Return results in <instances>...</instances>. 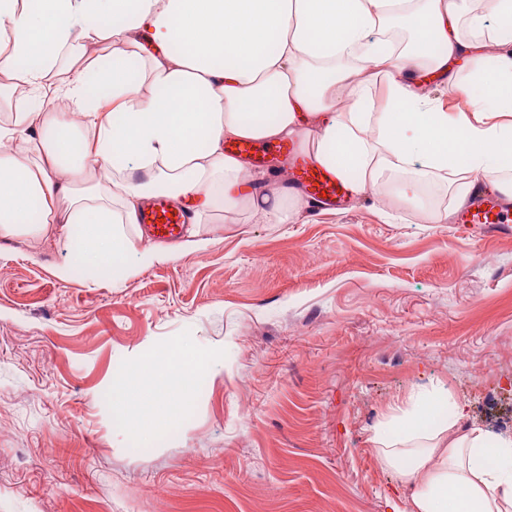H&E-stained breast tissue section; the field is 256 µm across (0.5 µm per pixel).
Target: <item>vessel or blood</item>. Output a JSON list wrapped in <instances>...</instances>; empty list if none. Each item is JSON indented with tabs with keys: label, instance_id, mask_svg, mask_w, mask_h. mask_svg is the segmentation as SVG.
Listing matches in <instances>:
<instances>
[{
	"label": "vessel or blood",
	"instance_id": "1",
	"mask_svg": "<svg viewBox=\"0 0 512 512\" xmlns=\"http://www.w3.org/2000/svg\"><path fill=\"white\" fill-rule=\"evenodd\" d=\"M228 152L244 154L258 164H266L279 158H293L295 174L292 189L314 200L336 201L350 193L348 182L318 165L313 159L296 155L293 146L278 144L260 146L249 141L229 144ZM192 213L167 197L160 196L143 210L140 224L146 235L156 242H169L176 239L184 226L189 223ZM462 224H508L512 222V209L495 195L488 194L476 199L463 209L458 218Z\"/></svg>",
	"mask_w": 512,
	"mask_h": 512
}]
</instances>
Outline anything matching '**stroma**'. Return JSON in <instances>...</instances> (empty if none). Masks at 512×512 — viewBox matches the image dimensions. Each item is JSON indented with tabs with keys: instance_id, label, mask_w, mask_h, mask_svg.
<instances>
[{
	"instance_id": "35a3bbf8",
	"label": "stroma",
	"mask_w": 512,
	"mask_h": 512,
	"mask_svg": "<svg viewBox=\"0 0 512 512\" xmlns=\"http://www.w3.org/2000/svg\"><path fill=\"white\" fill-rule=\"evenodd\" d=\"M121 283L63 246L0 241V512H405L369 438L439 386L512 436V223L385 216L374 196L287 224L244 215ZM201 363L141 436L106 391Z\"/></svg>"
}]
</instances>
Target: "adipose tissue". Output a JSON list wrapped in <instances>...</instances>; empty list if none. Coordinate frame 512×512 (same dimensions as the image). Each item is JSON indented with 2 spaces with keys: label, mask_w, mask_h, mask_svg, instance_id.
I'll return each mask as SVG.
<instances>
[{
  "label": "adipose tissue",
  "mask_w": 512,
  "mask_h": 512,
  "mask_svg": "<svg viewBox=\"0 0 512 512\" xmlns=\"http://www.w3.org/2000/svg\"><path fill=\"white\" fill-rule=\"evenodd\" d=\"M512 0H0V241L61 244L74 268L121 280L177 258L142 246L157 194L214 214L284 224L308 208L228 141H292L354 196L424 183L463 206L478 179L512 199ZM484 101H475L472 87ZM195 370L143 364L112 393L126 427L177 415ZM441 389L396 402L377 455L410 487L407 512H512V436L461 426ZM494 449L491 457L479 456Z\"/></svg>",
  "instance_id": "ef3b65f1"
}]
</instances>
